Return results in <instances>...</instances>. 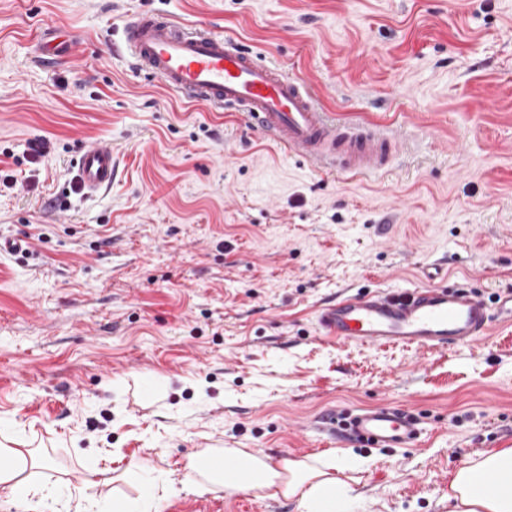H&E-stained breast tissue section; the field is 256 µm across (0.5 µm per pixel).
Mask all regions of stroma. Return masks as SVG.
Instances as JSON below:
<instances>
[{"mask_svg":"<svg viewBox=\"0 0 512 512\" xmlns=\"http://www.w3.org/2000/svg\"><path fill=\"white\" fill-rule=\"evenodd\" d=\"M147 11L235 35L401 150L360 179L312 171L132 69L119 28ZM50 27L71 51L37 59ZM87 141L117 168L89 200ZM1 237L25 249L0 253V443L24 437L60 498L159 476L164 512H298L197 492L185 460L302 459L331 450L326 415L386 401L423 432L366 449L354 512H448L454 471L512 448V320L419 350L326 341L316 314L434 269L490 303L512 289V0H0ZM77 188L85 197H94L112 186L115 161L112 148L99 142H86L72 165Z\"/></svg>","mask_w":512,"mask_h":512,"instance_id":"35a3bbf8","label":"stroma"}]
</instances>
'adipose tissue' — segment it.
Wrapping results in <instances>:
<instances>
[{
	"instance_id": "ef3b65f1",
	"label": "adipose tissue",
	"mask_w": 512,
	"mask_h": 512,
	"mask_svg": "<svg viewBox=\"0 0 512 512\" xmlns=\"http://www.w3.org/2000/svg\"><path fill=\"white\" fill-rule=\"evenodd\" d=\"M211 454L207 448L189 458L185 478L195 489L281 496L297 501L299 512H352L357 498L353 474L369 465L368 459L336 452L273 463L242 448H227L223 454L234 461L237 472L221 476L207 466ZM5 458L11 459V466H2ZM29 458L28 449L0 448V489L40 512L53 490L27 475ZM488 474L495 475V485L475 492L474 484ZM164 487L157 478L137 496L113 495L106 512H162L167 499ZM448 512H512V448L491 452L459 468L449 484Z\"/></svg>"
}]
</instances>
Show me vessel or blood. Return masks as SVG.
<instances>
[{
	"mask_svg": "<svg viewBox=\"0 0 512 512\" xmlns=\"http://www.w3.org/2000/svg\"><path fill=\"white\" fill-rule=\"evenodd\" d=\"M122 41L133 68L187 101L245 114L295 157L337 158L342 174L356 176L383 167L398 149L368 127L338 130L303 79L255 58L233 35L143 13L123 27ZM114 167L111 147L84 143L73 162L77 188L87 197L107 190ZM498 315L512 319V292L491 307L460 286L427 284L348 296L318 310L316 320L323 336L339 343L432 350L473 343ZM420 424L410 409L382 404L346 414L343 438L357 447L409 448Z\"/></svg>",
	"mask_w": 512,
	"mask_h": 512,
	"instance_id": "vessel-or-blood-1",
	"label": "vessel or blood"
}]
</instances>
